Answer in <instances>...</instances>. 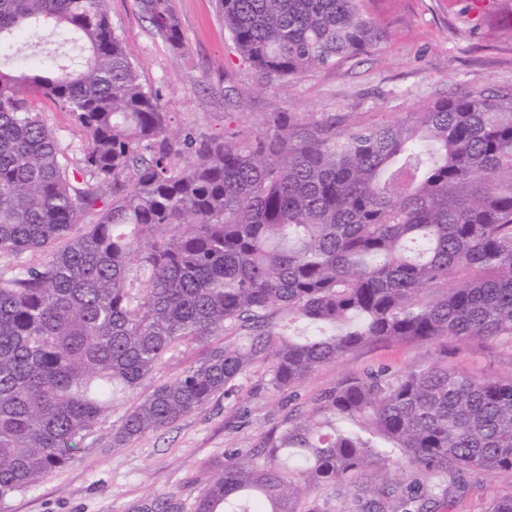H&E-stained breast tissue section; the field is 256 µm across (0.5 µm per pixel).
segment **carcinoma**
<instances>
[{
  "instance_id": "carcinoma-1",
  "label": "carcinoma",
  "mask_w": 512,
  "mask_h": 512,
  "mask_svg": "<svg viewBox=\"0 0 512 512\" xmlns=\"http://www.w3.org/2000/svg\"><path fill=\"white\" fill-rule=\"evenodd\" d=\"M357 2L221 7L258 78L282 84L378 42ZM135 6L184 47L172 0ZM43 25L85 58L0 67V257L16 261L0 276V503L66 468L188 342L211 343L207 356L138 397L112 447L203 409L260 360L284 389L379 342L440 355L328 390L319 419L229 457L195 512H330L317 491L343 485L359 491L349 512H431L429 479H512V379L448 364L473 341L512 340V88L341 137L286 112L255 139L172 137L104 0H0V62ZM43 97L82 133L75 164ZM358 420L367 432L344 425Z\"/></svg>"
}]
</instances>
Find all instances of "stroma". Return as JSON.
<instances>
[{"label":"stroma","instance_id":"1","mask_svg":"<svg viewBox=\"0 0 512 512\" xmlns=\"http://www.w3.org/2000/svg\"><path fill=\"white\" fill-rule=\"evenodd\" d=\"M186 45L174 50L146 21L134 0H106L142 83L158 91L170 128L212 136L225 130L254 138L272 113L297 123L331 125L343 135L351 123L385 124L421 111L437 98L512 86V0H490L476 12L472 0H359L360 11L383 33L368 53L346 56L281 86L261 83L235 50L219 0H173ZM40 109L71 160L82 136L66 112L49 100ZM436 359L433 346L376 343L312 371L298 386L278 390L269 365L255 363L232 390L200 411L112 448L109 437L126 411L118 405L86 437L76 460L50 479L0 503V512H194L227 456L256 454L264 437L291 420L312 415L320 396L345 379L371 370L399 374ZM449 364L482 379L512 378V342L494 340L449 355ZM448 512H486L512 491L502 476L472 475Z\"/></svg>","mask_w":512,"mask_h":512}]
</instances>
